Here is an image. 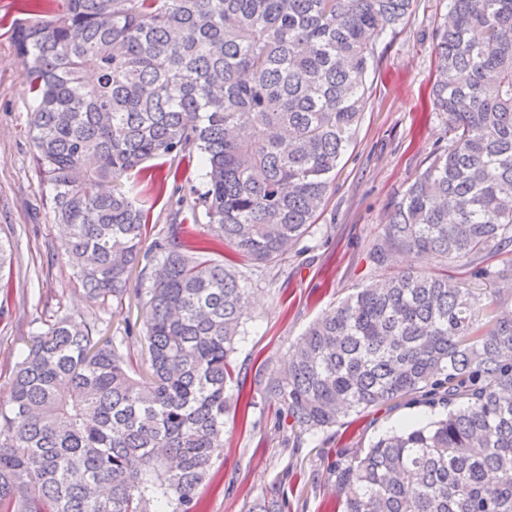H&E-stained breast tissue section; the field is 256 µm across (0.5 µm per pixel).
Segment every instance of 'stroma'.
Returning <instances> with one entry per match:
<instances>
[{"label": "stroma", "mask_w": 512, "mask_h": 512, "mask_svg": "<svg viewBox=\"0 0 512 512\" xmlns=\"http://www.w3.org/2000/svg\"><path fill=\"white\" fill-rule=\"evenodd\" d=\"M418 3L405 27L388 35L376 74L366 78L370 104L310 236L277 265L235 261L253 288L234 355L245 385H252L265 359L289 351L316 318L378 280L367 258L371 245L380 239L392 205L428 166L433 150L448 144L443 119L424 110L426 86L437 65L433 31L448 0ZM19 16L17 0H0V239L11 245L1 273L12 283L9 290H0V401L9 394L29 337L56 310L121 341L134 363L144 357L137 338L145 316L139 277H131L122 304L105 306L89 302L71 277L50 189L33 159L26 62L11 37ZM153 173L167 179L169 192L159 197L147 180L138 184L140 199L152 204L143 239L147 246L169 224L177 196L190 195L200 182L195 163L159 159ZM431 418L423 407L372 409L333 428L325 441L306 443L292 453L282 447L277 406L257 401L226 421L224 454L199 489L204 512H244L246 504L283 485L291 512H337L336 490L327 473L338 449L364 448L382 433Z\"/></svg>", "instance_id": "stroma-1"}]
</instances>
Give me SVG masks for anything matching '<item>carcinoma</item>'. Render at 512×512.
<instances>
[{"instance_id":"carcinoma-1","label":"carcinoma","mask_w":512,"mask_h":512,"mask_svg":"<svg viewBox=\"0 0 512 512\" xmlns=\"http://www.w3.org/2000/svg\"><path fill=\"white\" fill-rule=\"evenodd\" d=\"M417 0H65L18 23L34 159L72 278L122 302L139 264L147 368L55 313L0 403V512H198L243 391L233 359L252 289L224 247L278 264L319 220L369 101L365 73ZM429 98L437 148L368 252L386 272L264 361L283 447L382 406L434 415L344 451L341 512H512V0H448ZM165 157L201 187L142 251L150 210L123 177ZM213 236H182L184 211ZM438 258L498 285L488 299ZM250 512H289L288 492Z\"/></svg>"}]
</instances>
